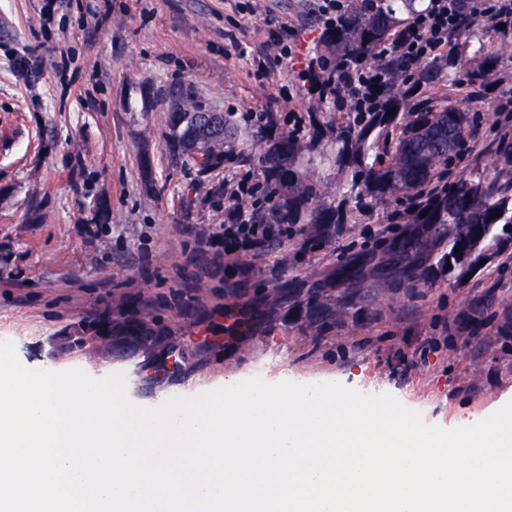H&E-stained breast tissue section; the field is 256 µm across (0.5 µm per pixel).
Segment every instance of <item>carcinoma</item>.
<instances>
[{"mask_svg":"<svg viewBox=\"0 0 512 512\" xmlns=\"http://www.w3.org/2000/svg\"><path fill=\"white\" fill-rule=\"evenodd\" d=\"M377 2L378 8L356 6L324 35L323 44L331 58L339 55L356 65L367 62L392 30L416 11V0ZM483 31L485 25L478 23L466 34L463 52L476 64L469 72L471 85L486 90L493 86L500 60L512 58V42L504 39L490 50ZM460 64L458 56L439 64L425 63L418 69V80L452 85L456 83L452 69ZM390 70L391 78L380 92L381 101L373 110L360 112L352 122L336 128L331 151L324 148L321 125L314 118L302 135L280 132L272 126L256 134L257 164L270 186L265 204L249 208L257 223L339 224L345 206L366 207L418 191L448 167V159L465 150L472 134L469 113L452 103H410L409 92L402 90L399 64H391ZM168 95L178 105V111L168 115V141L177 149L176 158L191 163L202 174L224 163V143L236 135L224 121V113L203 111L195 101L185 98L180 88L168 90ZM441 125L460 132L450 153L427 138L429 130ZM328 165L342 176L341 203L337 206L326 203L322 194L323 169ZM414 223L427 225L430 235L409 234L394 243L393 258L403 282L418 285L424 276L423 262L435 258L437 265L445 267L457 248L474 259L473 264L460 267L464 275L480 266L481 260L492 257L500 241L497 226L512 230V179L475 167L420 208ZM366 275L367 268L359 259L343 265L337 273L344 285L361 282ZM307 305L325 322L341 314V307L317 295L310 296Z\"/></svg>","mask_w":512,"mask_h":512,"instance_id":"cac0c4a2","label":"carcinoma"}]
</instances>
